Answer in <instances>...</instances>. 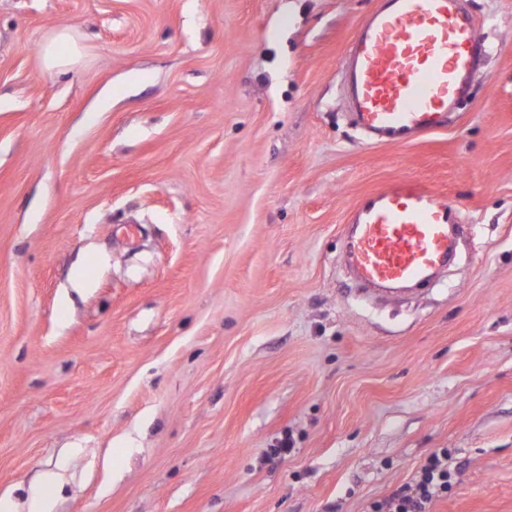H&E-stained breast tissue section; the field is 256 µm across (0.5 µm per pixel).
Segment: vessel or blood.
<instances>
[{
  "label": "vessel or blood",
  "mask_w": 512,
  "mask_h": 512,
  "mask_svg": "<svg viewBox=\"0 0 512 512\" xmlns=\"http://www.w3.org/2000/svg\"><path fill=\"white\" fill-rule=\"evenodd\" d=\"M346 54L349 105L380 143L433 132L468 97L488 54L463 0H376ZM460 206L422 181L384 184L352 214L350 261L372 284L423 281L447 263Z\"/></svg>",
  "instance_id": "1"
}]
</instances>
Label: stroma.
<instances>
[{"instance_id":"1","label":"stroma","mask_w":512,"mask_h":512,"mask_svg":"<svg viewBox=\"0 0 512 512\" xmlns=\"http://www.w3.org/2000/svg\"><path fill=\"white\" fill-rule=\"evenodd\" d=\"M466 3L469 98L391 145L339 75L375 0H0L12 512H372L440 448L430 512H512V0ZM61 28L81 56L50 72ZM405 176L464 232L371 294L349 214Z\"/></svg>"}]
</instances>
